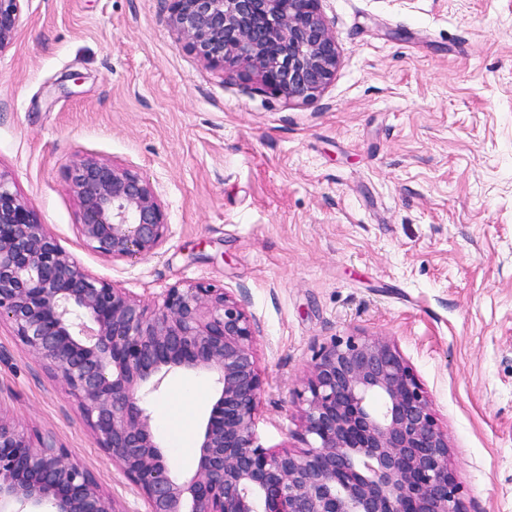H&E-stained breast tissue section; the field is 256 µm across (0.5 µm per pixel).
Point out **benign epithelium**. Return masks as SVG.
Segmentation results:
<instances>
[{"instance_id":"7a95c632","label":"benign epithelium","mask_w":512,"mask_h":512,"mask_svg":"<svg viewBox=\"0 0 512 512\" xmlns=\"http://www.w3.org/2000/svg\"><path fill=\"white\" fill-rule=\"evenodd\" d=\"M20 2L0 0V49ZM190 49L261 93L309 102L330 83L338 43L321 0H168ZM68 179L79 234L114 260L157 253L169 232L155 184L134 167L80 157ZM61 374L96 443L146 512H465L448 432L397 345L338 338L314 352L300 392V450L255 433L262 386L256 328L210 283L175 285L153 304L99 280L63 250L0 171V325ZM214 382L193 468L175 472L147 398L171 373ZM0 512H121L95 474L51 437L33 442L0 408Z\"/></svg>"}]
</instances>
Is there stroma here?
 I'll return each instance as SVG.
<instances>
[{
  "mask_svg": "<svg viewBox=\"0 0 512 512\" xmlns=\"http://www.w3.org/2000/svg\"><path fill=\"white\" fill-rule=\"evenodd\" d=\"M340 63L309 102L222 77L171 25L167 0H22L0 49V171L95 278L153 302L212 283L256 326L255 432L301 448L302 388L335 338L392 339L448 432L467 512H512V0H322ZM95 157L154 182L157 254L88 249L67 172ZM208 376L151 399L180 470L196 428L170 415ZM0 402L53 436L120 512L145 503L98 448L60 378L0 327Z\"/></svg>",
  "mask_w": 512,
  "mask_h": 512,
  "instance_id": "35a3bbf8",
  "label": "stroma"
}]
</instances>
